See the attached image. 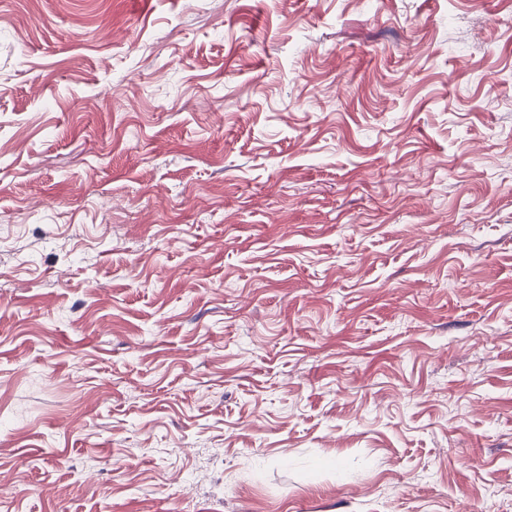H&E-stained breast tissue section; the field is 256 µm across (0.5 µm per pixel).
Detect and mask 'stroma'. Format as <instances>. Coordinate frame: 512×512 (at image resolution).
Returning <instances> with one entry per match:
<instances>
[{"label": "stroma", "instance_id": "obj_1", "mask_svg": "<svg viewBox=\"0 0 512 512\" xmlns=\"http://www.w3.org/2000/svg\"><path fill=\"white\" fill-rule=\"evenodd\" d=\"M512 0H0V512H512Z\"/></svg>", "mask_w": 512, "mask_h": 512}]
</instances>
